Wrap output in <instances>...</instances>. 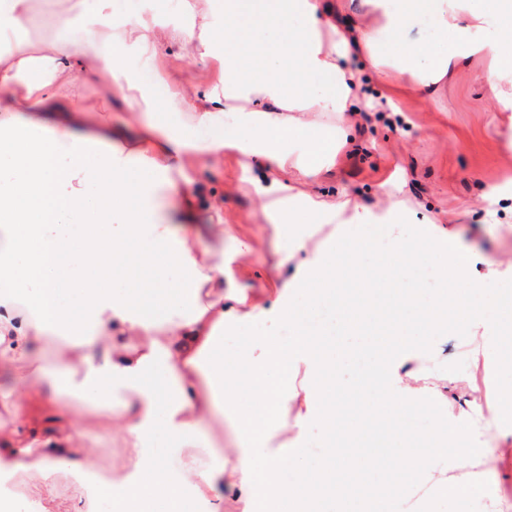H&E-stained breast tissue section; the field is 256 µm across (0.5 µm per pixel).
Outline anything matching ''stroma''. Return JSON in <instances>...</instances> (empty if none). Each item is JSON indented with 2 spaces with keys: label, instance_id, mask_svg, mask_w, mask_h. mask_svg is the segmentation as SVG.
Wrapping results in <instances>:
<instances>
[{
  "label": "stroma",
  "instance_id": "35a3bbf8",
  "mask_svg": "<svg viewBox=\"0 0 512 512\" xmlns=\"http://www.w3.org/2000/svg\"><path fill=\"white\" fill-rule=\"evenodd\" d=\"M159 67L179 74L185 84L206 88L213 77L210 65L183 59L180 47L163 44ZM354 68L370 96L393 101V116L377 110L354 113L347 127L355 140V154L340 153L335 169L309 184L310 192L329 200L358 199L377 204L395 182H402L408 202V221L430 222L454 231L462 251L470 257L468 270L481 275L512 260V214L499 223L485 221V186L500 182L512 194V150L503 141L512 125L487 90L484 77L491 68L489 56L474 53L462 59L431 93L417 95L401 83L383 82L363 59ZM246 158L225 154L217 162L194 166L192 190L198 207L199 241L215 247H232L244 241L252 251L239 259L224 280L225 291L246 289L252 303L267 308L292 267L276 268L277 237L260 210L259 196L248 180ZM224 225L223 241L212 236L210 224ZM421 375L437 392L436 408L415 407L403 426L417 435L418 423L436 430L441 419L465 422L468 442L494 439L495 448L485 458L461 467L456 445L435 456V463L412 473L402 492H394L381 470H361L364 489L351 502L355 512L375 494L386 495L390 512H470L466 498L448 497L446 484L482 486L493 480L490 512H512V436L493 437L485 419L497 406L500 382L512 373L491 370L474 339L446 336L431 347H421L413 359Z\"/></svg>",
  "mask_w": 512,
  "mask_h": 512
}]
</instances>
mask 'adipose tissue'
<instances>
[{
  "instance_id": "adipose-tissue-1",
  "label": "adipose tissue",
  "mask_w": 512,
  "mask_h": 512,
  "mask_svg": "<svg viewBox=\"0 0 512 512\" xmlns=\"http://www.w3.org/2000/svg\"><path fill=\"white\" fill-rule=\"evenodd\" d=\"M371 22L341 29L323 0H224V33L207 13L182 29L158 27L155 17L129 13L112 27V0H96L93 15L75 14L58 0L53 41L43 54L0 56V370L9 372L13 399L1 405L0 471L37 493L51 512L58 479L98 465L101 447L89 445L81 420L103 416L121 438L124 473L105 488L133 512H184L182 491L218 498L225 481L242 492V512H315L346 464L331 454L296 483L282 485L287 453L266 454V424L288 414L291 397L276 378L302 369L304 410L290 429L312 426L327 435L336 419V356L316 337L306 317L315 305L341 306L336 254L342 240L314 237L321 226L351 221L391 234L374 265L360 312L378 317L392 309L385 342L373 346L353 394L377 403L369 422L401 420L415 405L404 365L421 345L450 332L481 331L492 368L512 367V294L495 291L512 267L469 277L452 234L407 222V206L387 194L383 209L359 200L327 201L306 183L336 164V130L322 115L344 116L351 105L374 106L359 96L348 63L364 57L384 81L406 79L429 92L466 53L495 62L485 77L491 95L512 109V0H363ZM436 32L432 43L403 41L401 32L422 18ZM178 43L190 60L214 61L219 74L205 92L186 91L198 137L176 132L149 114L150 92L121 67L127 52L154 60L160 42ZM112 80L139 133L126 152L112 143L111 123L86 101L79 79ZM260 160L272 178L258 184L260 208L275 224H291L281 264L295 273L270 309L247 305L224 290V272L250 247L231 252L198 245L197 212L185 159L219 160L225 151ZM296 171L297 183L278 179ZM446 256L460 274L462 292L426 296L406 285L405 271L425 253ZM154 272V291L118 289L128 254ZM295 327L289 346L267 335L245 336L246 354L229 356L225 336L269 315ZM64 337L56 364L42 368L49 337ZM40 398L43 409L29 402ZM234 425L239 452L202 464L155 452L156 435L177 448L196 447L202 426L216 415ZM289 415V414H288Z\"/></svg>"
}]
</instances>
